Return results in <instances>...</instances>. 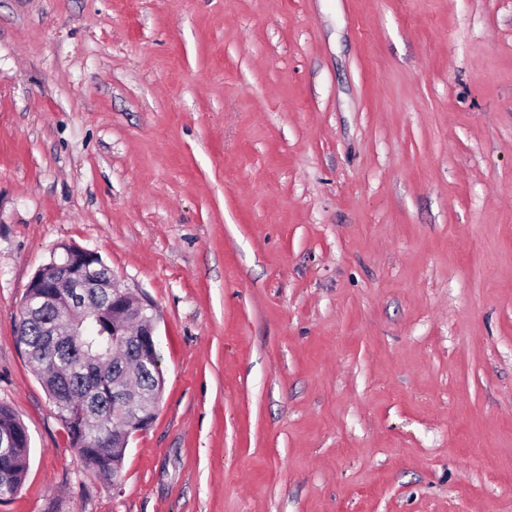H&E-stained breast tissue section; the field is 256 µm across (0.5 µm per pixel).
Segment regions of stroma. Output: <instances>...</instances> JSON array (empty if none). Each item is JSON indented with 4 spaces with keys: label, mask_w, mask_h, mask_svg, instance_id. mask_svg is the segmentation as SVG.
<instances>
[{
    "label": "stroma",
    "mask_w": 512,
    "mask_h": 512,
    "mask_svg": "<svg viewBox=\"0 0 512 512\" xmlns=\"http://www.w3.org/2000/svg\"><path fill=\"white\" fill-rule=\"evenodd\" d=\"M94 251L164 378L119 488L16 340ZM0 512H512V0H0ZM15 412L0 405V501L17 493L24 482L30 441Z\"/></svg>",
    "instance_id": "obj_1"
}]
</instances>
